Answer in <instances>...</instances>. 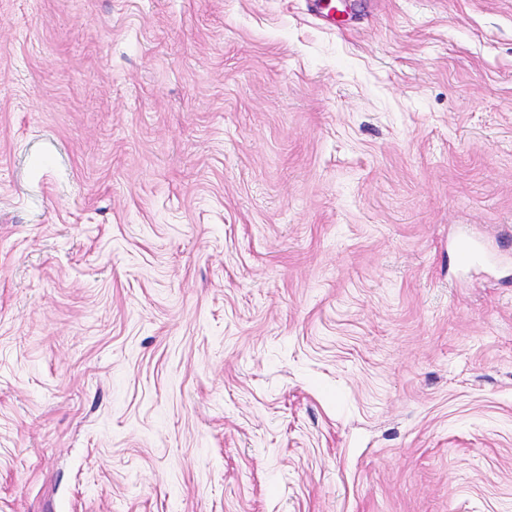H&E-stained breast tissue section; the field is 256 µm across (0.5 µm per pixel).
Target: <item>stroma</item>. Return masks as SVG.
I'll list each match as a JSON object with an SVG mask.
<instances>
[{
	"instance_id": "obj_1",
	"label": "stroma",
	"mask_w": 512,
	"mask_h": 512,
	"mask_svg": "<svg viewBox=\"0 0 512 512\" xmlns=\"http://www.w3.org/2000/svg\"><path fill=\"white\" fill-rule=\"evenodd\" d=\"M336 2L0 0V512H512V0Z\"/></svg>"
}]
</instances>
